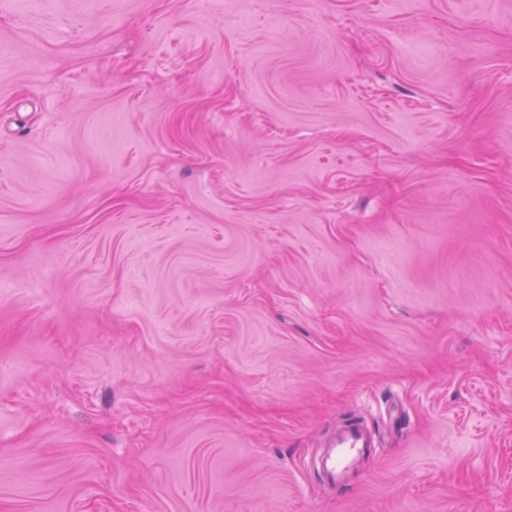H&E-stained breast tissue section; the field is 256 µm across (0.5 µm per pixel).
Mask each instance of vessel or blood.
<instances>
[{
    "label": "vessel or blood",
    "instance_id": "1",
    "mask_svg": "<svg viewBox=\"0 0 512 512\" xmlns=\"http://www.w3.org/2000/svg\"><path fill=\"white\" fill-rule=\"evenodd\" d=\"M374 443L364 424L352 422L339 429L319 466L327 481L338 487L354 483L361 458Z\"/></svg>",
    "mask_w": 512,
    "mask_h": 512
}]
</instances>
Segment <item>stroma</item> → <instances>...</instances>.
I'll return each mask as SVG.
<instances>
[{"label": "stroma", "mask_w": 512, "mask_h": 512, "mask_svg": "<svg viewBox=\"0 0 512 512\" xmlns=\"http://www.w3.org/2000/svg\"><path fill=\"white\" fill-rule=\"evenodd\" d=\"M0 512H512V0H0ZM319 466L327 481L338 487L354 483L361 458L375 448L372 436L362 423L351 422L336 432Z\"/></svg>", "instance_id": "obj_1"}]
</instances>
